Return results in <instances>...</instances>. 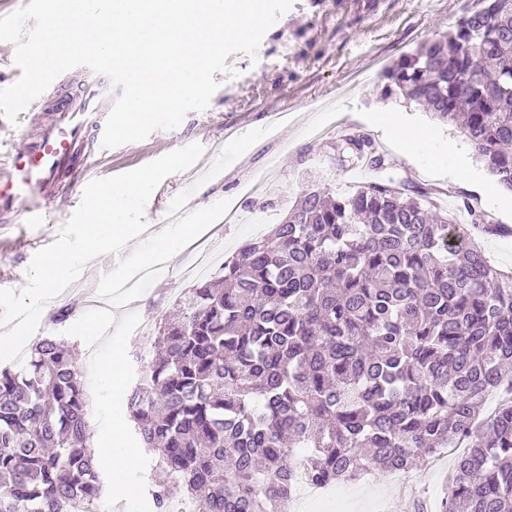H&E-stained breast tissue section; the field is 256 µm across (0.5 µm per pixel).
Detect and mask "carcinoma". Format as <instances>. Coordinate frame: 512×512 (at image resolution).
Listing matches in <instances>:
<instances>
[{"instance_id":"obj_1","label":"carcinoma","mask_w":512,"mask_h":512,"mask_svg":"<svg viewBox=\"0 0 512 512\" xmlns=\"http://www.w3.org/2000/svg\"><path fill=\"white\" fill-rule=\"evenodd\" d=\"M384 78L512 190V0H484ZM341 141L383 167L368 137ZM428 197L404 179L311 188L224 263V287L188 289L127 401L169 476L153 512H288L299 474L411 471L460 441L441 512H512V272ZM85 408L52 336L0 371V512H99Z\"/></svg>"}]
</instances>
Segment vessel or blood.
<instances>
[{
	"instance_id": "b4317fda",
	"label": "vessel or blood",
	"mask_w": 512,
	"mask_h": 512,
	"mask_svg": "<svg viewBox=\"0 0 512 512\" xmlns=\"http://www.w3.org/2000/svg\"><path fill=\"white\" fill-rule=\"evenodd\" d=\"M45 95L53 100V120L0 161V220L16 215L29 224L49 222L52 198L63 179L76 174L86 116L109 102L100 85L85 86L74 96H58L50 89Z\"/></svg>"
}]
</instances>
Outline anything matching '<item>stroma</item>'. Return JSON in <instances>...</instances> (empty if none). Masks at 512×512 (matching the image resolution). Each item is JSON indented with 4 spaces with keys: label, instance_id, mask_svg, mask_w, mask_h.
<instances>
[{
    "label": "stroma",
    "instance_id": "1",
    "mask_svg": "<svg viewBox=\"0 0 512 512\" xmlns=\"http://www.w3.org/2000/svg\"><path fill=\"white\" fill-rule=\"evenodd\" d=\"M480 7V0H294L291 9L265 32L256 59L241 53L230 55L227 63L233 75L215 74L218 88L208 108L188 113L178 128L159 129L143 141L106 149L100 142L107 115L89 114L87 135L97 151L78 160L87 182L133 170L192 143L201 144L208 152L219 145L224 148L223 163L213 166L203 158L190 170L165 178L146 205L147 230L122 252L100 258L96 278L78 279L70 292L49 301L42 311L36 331L40 337L84 342L76 321L51 322L52 312L65 304L83 311L97 328L111 330L95 358L78 357L88 399V428L98 443L108 442L109 417L125 412L121 398L149 360V347L136 336L135 323L143 319L160 323L175 310L189 284L169 273L135 295L113 296L108 311L85 306L84 297L111 293L113 283L136 275L138 256L154 249L155 237L167 225L174 199H182L189 218L201 208L217 212L225 202L238 203L242 221L222 224L211 238L212 245L229 258L255 237L260 215L286 216L310 186L344 195L371 181L406 179L430 192L438 208L458 223L469 220L467 212L460 209L465 200L476 210L492 214L506 233L481 237L480 242L495 266L512 271V209L487 200L482 193V185L493 183L494 178L476 159L461 130L437 120L402 95L382 93V73L388 66L402 54L447 35L463 16ZM384 112L431 137L455 140L461 159L472 172L471 179L448 181L426 160L404 154L390 130L378 121ZM280 114L287 115V122L272 125V118ZM330 121L335 122L337 131L369 135L383 155V168L339 162L335 137L315 134L316 128ZM255 174L265 175V185L255 193H243V182ZM80 202V196L61 192L51 204L52 223L0 227V289L16 291L25 285L34 254L55 241ZM116 340L125 342L127 349L123 378L112 388L99 378L97 360L110 352ZM153 479L145 455L128 476L134 495L111 490V475L102 471L101 482L107 492L100 503L107 512H148L147 489ZM385 479V473L376 472L356 482L332 484V502L339 512H410L399 485H386Z\"/></svg>",
    "mask_w": 512,
    "mask_h": 512
}]
</instances>
